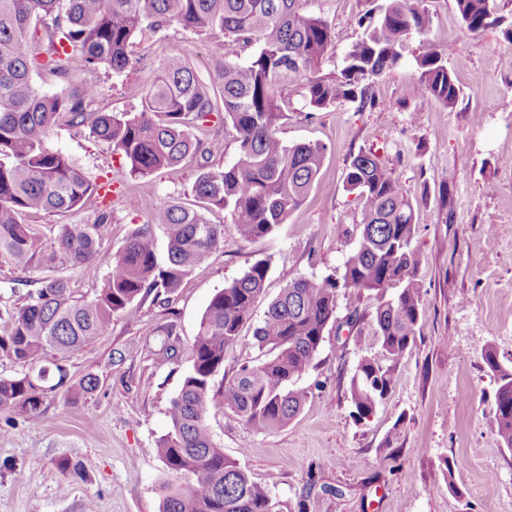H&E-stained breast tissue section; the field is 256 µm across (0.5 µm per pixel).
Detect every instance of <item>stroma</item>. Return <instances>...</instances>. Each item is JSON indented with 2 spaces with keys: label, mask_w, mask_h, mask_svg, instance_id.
<instances>
[{
  "label": "stroma",
  "mask_w": 512,
  "mask_h": 512,
  "mask_svg": "<svg viewBox=\"0 0 512 512\" xmlns=\"http://www.w3.org/2000/svg\"><path fill=\"white\" fill-rule=\"evenodd\" d=\"M506 20L470 36L454 0H426V35H411L403 59L373 87L375 104L342 103L310 111L301 85L282 92L287 144L319 142L326 154L308 199L270 237L242 240L229 211L204 216L224 227V246L184 280L169 305L144 302L115 317L111 329L67 363L71 383L99 380L90 396L61 388L46 395L38 419L0 412V512H160L173 477L156 453L169 429L168 409L191 366V347L211 297L254 263L269 267L253 319L293 280L321 281L341 271L362 232L361 205L346 191L351 155L373 149L400 157L402 188L415 207L422 286L420 331L398 366L389 397L363 422L350 415L349 383L361 356L376 351L372 324L360 341L328 328L312 366L299 381L310 398L285 428L251 429L221 402L209 407L215 442L250 478L268 489L277 512H512V451L491 423L496 375L484 359L494 347L512 362V0H497ZM389 0H305L325 19L335 49L323 63L340 72L345 53L363 36V14L380 16ZM221 32L173 26L136 35L131 69L83 71L99 89L105 112H134L138 88L160 62L182 56L211 80L213 44ZM443 53L464 98L448 108L424 103L416 63L424 42ZM51 144L97 183H114L99 275L63 274L78 293L99 289L111 256L147 223L126 206L129 197L190 203L196 158L145 178L123 177L107 144L55 128Z\"/></svg>",
  "instance_id": "35a3bbf8"
}]
</instances>
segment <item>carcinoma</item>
<instances>
[{
  "instance_id": "cac0c4a2",
  "label": "carcinoma",
  "mask_w": 512,
  "mask_h": 512,
  "mask_svg": "<svg viewBox=\"0 0 512 512\" xmlns=\"http://www.w3.org/2000/svg\"><path fill=\"white\" fill-rule=\"evenodd\" d=\"M304 0H0V263L80 269L95 276L102 228L109 214L93 224H63L46 239L22 216L35 211L78 210L95 195L73 159L50 144L53 130L67 125L112 147L125 161L126 175L147 177L205 156L192 129L214 112L224 113V135L237 144L239 158L221 169L199 164L191 188L195 207L161 204L152 197L131 201L148 215L125 247L114 254L101 288L76 296L64 276L35 282L19 307L0 310V355L26 368L0 377V409L19 408L35 420L45 395L65 387L62 362L108 331L115 316L134 303L170 299L193 268L224 246V229L202 210L231 212L240 237L265 238L285 223L318 181L325 147L286 144L279 136L287 113L277 91L299 83L312 111L352 102L374 104L372 84L403 57L413 34L424 33L429 16L422 0H390L383 14L369 20L363 38L345 55L339 74L321 72L333 54L332 30L309 15ZM466 30L478 35L500 25L496 0H454ZM176 24L196 33L220 30L242 62L224 61L211 93L184 59H164L152 84L140 89L135 112H101L97 88L76 78L75 62L115 74L130 65L128 47L137 35ZM422 97L455 107L462 89L447 59L432 43L418 56ZM43 70L65 86L60 93L38 90L32 72ZM399 160L382 162L372 153L350 156L347 190L362 200L363 229L340 275L320 282L300 277L272 300L253 339L262 360L246 365L227 381H215L226 349L252 319L264 291L268 265L253 264L216 292L208 303L192 345L191 368L169 408V430L156 451L168 470L188 481L170 485L161 512H275L267 489L224 455L207 423L210 403L220 398L253 430L282 429L308 400L297 381L312 366L328 327L349 328L371 318L380 351L361 357L350 380L351 416L360 421L390 395L397 365L416 342L421 287L415 245V208L396 173ZM167 239L159 258L156 233ZM353 288L370 293L369 311L354 309L339 320L337 295ZM498 387L491 408L498 441L512 450V365L496 350L484 352ZM54 363L49 375L45 363ZM53 384H48L49 379Z\"/></svg>"
}]
</instances>
